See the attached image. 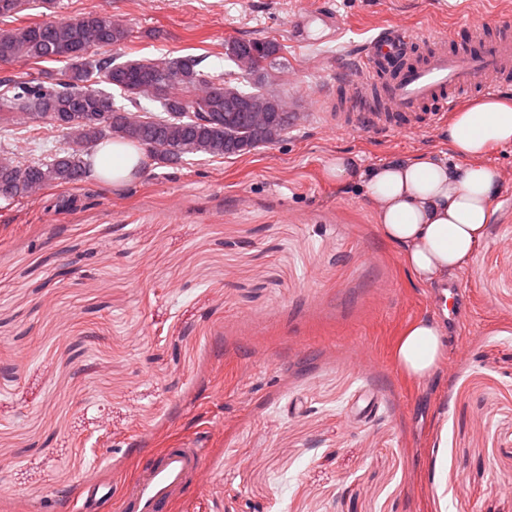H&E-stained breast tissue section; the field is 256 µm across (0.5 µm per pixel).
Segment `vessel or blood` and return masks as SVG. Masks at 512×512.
<instances>
[{
	"mask_svg": "<svg viewBox=\"0 0 512 512\" xmlns=\"http://www.w3.org/2000/svg\"><path fill=\"white\" fill-rule=\"evenodd\" d=\"M316 24L328 38L340 34L335 14L320 8L298 14L293 41L308 43ZM450 39L447 32L434 35L428 51L418 55L414 48L422 39L416 29L379 32L364 46L352 76L341 82L345 99L332 114L333 128L347 134L425 131L446 120L471 90L493 94L512 84L511 27L490 36L483 23H473L469 45L456 50L449 49ZM456 296V289H439L431 306L442 319L456 321ZM203 465L202 451L192 442L151 452L127 481L118 512H172ZM112 495L111 485L89 487L81 512H100Z\"/></svg>",
	"mask_w": 512,
	"mask_h": 512,
	"instance_id": "b4317fda",
	"label": "vessel or blood"
}]
</instances>
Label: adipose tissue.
Instances as JSON below:
<instances>
[{
    "mask_svg": "<svg viewBox=\"0 0 512 512\" xmlns=\"http://www.w3.org/2000/svg\"><path fill=\"white\" fill-rule=\"evenodd\" d=\"M448 144L460 160L457 166L413 157L380 164L365 177L376 226L422 283L446 280L466 268L485 238L501 181L486 158L512 145V94L483 98L454 112ZM148 160L145 150L116 141L111 166L100 164L96 171L114 185H127ZM444 348L440 325L418 320L398 339L395 363L409 377L423 380L441 367Z\"/></svg>",
    "mask_w": 512,
    "mask_h": 512,
    "instance_id": "adipose-tissue-1",
    "label": "adipose tissue"
}]
</instances>
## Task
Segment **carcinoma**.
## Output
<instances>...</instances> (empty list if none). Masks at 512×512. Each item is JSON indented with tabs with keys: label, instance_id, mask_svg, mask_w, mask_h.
Listing matches in <instances>:
<instances>
[{
	"label": "carcinoma",
	"instance_id": "obj_1",
	"mask_svg": "<svg viewBox=\"0 0 512 512\" xmlns=\"http://www.w3.org/2000/svg\"><path fill=\"white\" fill-rule=\"evenodd\" d=\"M28 0H0V18L26 10ZM131 29L95 12L49 23L0 28V63L38 65L65 63L57 75L38 78L30 72L0 78V132L9 135L15 115L30 112L38 119L36 134L57 132L66 147L47 161L20 164L0 145V193L6 200L26 198L38 189L74 185L90 176L87 156L101 142L137 144L159 164H177L187 156L242 155L278 142L296 124L295 112H281L282 95L264 90L265 63L274 58V39H242L226 45L225 55L237 72H207L203 60L185 57L162 64L152 60L96 58V51L127 41ZM104 78L113 92L97 87ZM154 104L149 110L142 106ZM235 108L229 123L215 120L225 105ZM144 112L130 122L129 108ZM252 112H271L266 132L249 121Z\"/></svg>",
	"mask_w": 512,
	"mask_h": 512
}]
</instances>
